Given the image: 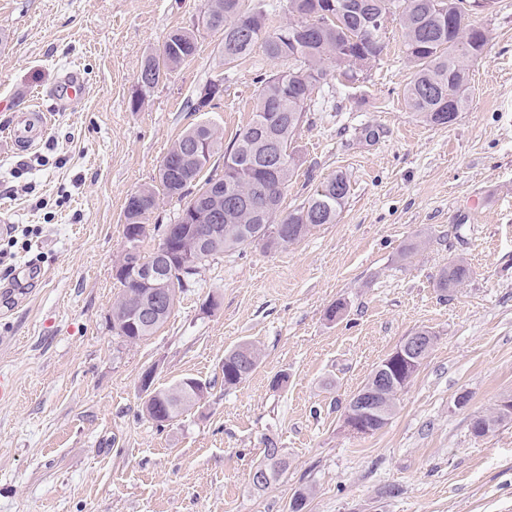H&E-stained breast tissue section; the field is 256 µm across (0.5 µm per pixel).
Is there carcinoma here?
<instances>
[{
	"mask_svg": "<svg viewBox=\"0 0 512 512\" xmlns=\"http://www.w3.org/2000/svg\"><path fill=\"white\" fill-rule=\"evenodd\" d=\"M340 0H288V23L273 32L266 30L267 9L262 0H207L209 31L222 34L218 45L219 64L230 65L251 54L261 44L268 59L285 58L301 63L298 68L279 71L259 79L252 117L228 146L214 126L190 128L171 145L159 169L162 191L143 187L126 200L124 223L139 225L138 237L128 241L133 258L171 274L170 287L182 292L199 272L182 266V255L193 249L188 226L169 239V246H157L143 255L147 237L144 224L158 209L163 194L193 208L206 224L207 211L224 209L221 231L196 254L199 265L215 261L228 252L261 246L267 251L286 248L304 238L321 224H335L348 200L350 181L339 172L321 182L299 207L281 209L288 182L294 175L299 155L298 132L310 110L312 94L326 76V66L336 67L337 78L352 84L359 76L349 72L343 57L355 55L375 63L382 59L385 30L374 26L379 15H397L403 38V53L415 67L404 92L406 106L423 123L446 126L463 111L469 98L467 63L481 56L490 41V31L472 20L460 23L453 5L459 0H362L363 9L338 13ZM200 30L177 28L166 36L164 55L146 57L140 74H152V88L197 51ZM275 141L284 161L276 166L266 161L267 144ZM199 147L198 159L183 163L186 152ZM222 155L223 166L215 157ZM470 267L462 260L444 268L436 287L453 293L470 277ZM122 291L112 304V329L130 343L153 335L167 321L171 309L161 312L149 329L128 331L124 322L132 318L141 289L119 280ZM260 353L251 342H242L224 355V387L245 382L258 368ZM208 385L196 378L181 379L165 388L145 390L142 410L155 423L172 421L205 400ZM386 395V415L370 418L377 432L389 422L399 393L380 386ZM269 478L277 477L288 466L279 453L278 443L266 439L263 451Z\"/></svg>",
	"mask_w": 512,
	"mask_h": 512,
	"instance_id": "cac0c4a2",
	"label": "carcinoma"
}]
</instances>
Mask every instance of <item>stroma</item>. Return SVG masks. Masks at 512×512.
Instances as JSON below:
<instances>
[{"instance_id": "obj_1", "label": "stroma", "mask_w": 512, "mask_h": 512, "mask_svg": "<svg viewBox=\"0 0 512 512\" xmlns=\"http://www.w3.org/2000/svg\"><path fill=\"white\" fill-rule=\"evenodd\" d=\"M204 4L0 0V219L10 226L0 265L45 272L27 290L0 288V378L13 386L0 399V512H288L306 485V512H512V423L471 429L512 395V0L476 15L491 41L469 64V101L449 126L405 106L414 69L398 19L360 82L341 85L328 69L282 208L343 171L338 223L284 250L205 264L167 322L130 344L110 318L127 197L156 183L186 129L208 123L232 141L251 119L257 77L289 66L257 47L219 69L222 36L205 32L194 57L140 91L145 58ZM74 68L85 90L71 99L62 89ZM218 74L219 105L195 111ZM29 90L55 119L19 153L1 132L12 98ZM368 125L380 131L370 144L359 139ZM460 258L473 275L441 296L437 275ZM339 300L343 316L328 320ZM421 328L435 344L388 425L346 435L350 396ZM244 340L261 363L225 388L224 354ZM148 371L160 387L206 382L208 398L156 427L141 415ZM269 438L288 468L257 491L249 474Z\"/></svg>"}]
</instances>
